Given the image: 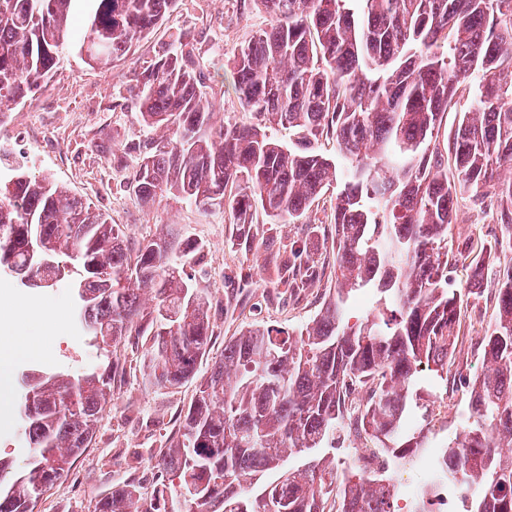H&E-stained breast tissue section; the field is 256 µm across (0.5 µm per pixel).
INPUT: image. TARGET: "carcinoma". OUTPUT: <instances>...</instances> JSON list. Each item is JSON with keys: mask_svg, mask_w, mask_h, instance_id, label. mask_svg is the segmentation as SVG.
Here are the masks:
<instances>
[{"mask_svg": "<svg viewBox=\"0 0 512 512\" xmlns=\"http://www.w3.org/2000/svg\"><path fill=\"white\" fill-rule=\"evenodd\" d=\"M0 0V123L59 70L72 49L88 64L125 59L178 0ZM271 19L231 60V91L256 122H215L209 76L193 38L136 68L138 122L164 130L137 146L130 182L150 207L166 194L196 208L231 209L241 238L257 214L294 224L336 190L332 250L336 288L305 325L253 324L224 346L208 375L198 365L213 327L203 292L179 263L200 253L190 239L144 240L130 259L127 234L48 177L21 167L0 175V273L33 269L29 290L76 276L81 331L104 352L72 374L24 368L15 398L23 463L0 454V512H36L67 477L112 400L111 348L149 337L143 380L176 388L196 380L182 426L155 467L167 482L145 500L114 487L96 512H399L391 479L338 470L336 447L349 383L366 387L359 427L398 460L421 455L406 421L424 365L448 380L461 307L448 287V226L458 202L498 203L512 224V0H252ZM468 91L462 108L460 93ZM288 127L285 145L267 125ZM336 143V157L314 148ZM46 239L43 259L37 240ZM292 241L270 261L277 284L300 288L317 273ZM150 288L155 304L142 305ZM369 296L364 319L347 310ZM483 336L484 371L470 386V417L441 448L434 475L407 512H429L439 478L472 493L465 512H512V272L497 289Z\"/></svg>", "mask_w": 512, "mask_h": 512, "instance_id": "cac0c4a2", "label": "carcinoma"}]
</instances>
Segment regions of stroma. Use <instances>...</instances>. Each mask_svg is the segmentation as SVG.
<instances>
[{
    "label": "stroma",
    "instance_id": "1",
    "mask_svg": "<svg viewBox=\"0 0 512 512\" xmlns=\"http://www.w3.org/2000/svg\"><path fill=\"white\" fill-rule=\"evenodd\" d=\"M269 24L266 14L250 5L241 6L240 0H179L177 8L148 39L133 46L124 60L109 69L89 66L77 52L68 53L52 80L16 106L0 127V168L15 161L32 173L51 175L123 227L131 242L171 231L203 244V251L185 266L193 284L207 296L214 322L210 356L199 366L203 375L241 327L266 323L292 330L319 311L336 286L335 268L327 267L319 281L294 294L274 284L268 257L294 240L304 244L313 260L329 250L331 201L321 200L296 224H272L258 217L257 236L249 244L237 239L231 212H205L171 195L150 208L139 205L128 191L138 162L132 145L147 132L139 126L131 107V72L154 58L175 33L189 32L196 58L210 74L206 92L219 119L252 122V113L226 90L230 80L227 63L242 44ZM495 210V203L490 201L480 207L460 201L457 222L448 229L449 243L467 240L477 251L507 239L512 226L497 223ZM471 261V254L464 255L448 272L451 287L464 294L463 339L484 331L497 314L498 285L494 278L483 279L479 295L469 292ZM10 294L16 307L0 319V337L8 335L17 321L41 317L47 322L42 353L50 365L76 372L96 359V349L73 338L74 296L70 289L32 292L14 287ZM148 347L140 336L129 337L122 346L112 400L89 447L70 474L39 502L37 512H95L107 485L125 481L148 490L156 486L159 473L155 457L166 436L178 428L180 412L192 401L195 386L146 387L142 367ZM468 399L464 390L455 397H442L432 372H422L413 395V411L442 414L440 420L426 426L427 442L440 447L461 434Z\"/></svg>",
    "mask_w": 512,
    "mask_h": 512
}]
</instances>
